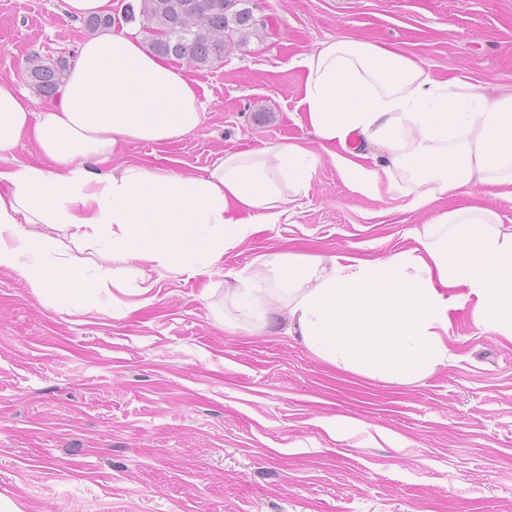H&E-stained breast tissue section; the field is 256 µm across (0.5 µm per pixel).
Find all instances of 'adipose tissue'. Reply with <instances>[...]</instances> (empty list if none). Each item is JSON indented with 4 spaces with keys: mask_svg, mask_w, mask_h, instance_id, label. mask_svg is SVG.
<instances>
[{
    "mask_svg": "<svg viewBox=\"0 0 512 512\" xmlns=\"http://www.w3.org/2000/svg\"><path fill=\"white\" fill-rule=\"evenodd\" d=\"M304 119L352 187L402 189L411 208L466 186H512V95L433 79L396 49L339 38L307 56ZM205 116L195 81L130 29L77 48L55 102L36 107L0 80V268L58 299L96 281L66 250L195 277L248 236L274 230L306 191L316 157L301 143L225 153L205 174L121 164L131 142L163 144ZM33 139L46 165L19 164ZM414 248L382 258L272 251L225 272L224 297L258 329L298 339L327 363L391 383L453 358V312L512 342V225L479 207L413 229Z\"/></svg>",
    "mask_w": 512,
    "mask_h": 512,
    "instance_id": "1",
    "label": "adipose tissue"
}]
</instances>
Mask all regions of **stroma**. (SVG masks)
<instances>
[{"label": "stroma", "instance_id": "stroma-1", "mask_svg": "<svg viewBox=\"0 0 512 512\" xmlns=\"http://www.w3.org/2000/svg\"><path fill=\"white\" fill-rule=\"evenodd\" d=\"M265 25L207 68L178 140L121 161L197 175L224 151L296 141L316 153L288 222L227 251L212 275L149 270L145 305L105 284L37 294L0 269V505L20 512H512V342L453 314L448 365L391 384L255 331L224 306V272L282 250L384 257L411 229L470 205L512 224V200L462 188L413 210L355 191L299 106L303 59L340 38L399 48L432 78L512 94V0H260ZM64 0H0V79L26 56L74 64L90 37Z\"/></svg>", "mask_w": 512, "mask_h": 512}]
</instances>
